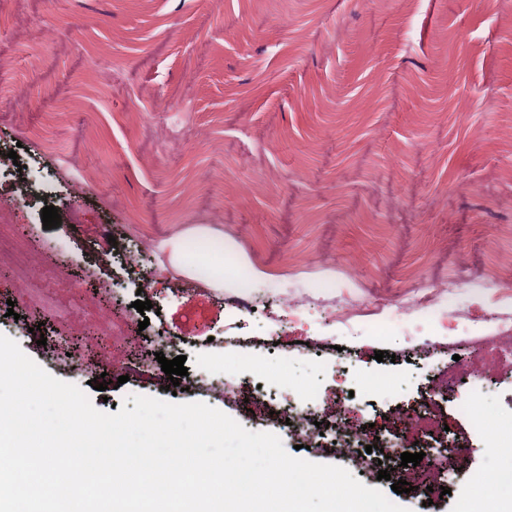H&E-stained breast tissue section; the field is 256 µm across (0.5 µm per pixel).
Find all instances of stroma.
Returning a JSON list of instances; mask_svg holds the SVG:
<instances>
[{
  "mask_svg": "<svg viewBox=\"0 0 512 512\" xmlns=\"http://www.w3.org/2000/svg\"><path fill=\"white\" fill-rule=\"evenodd\" d=\"M1 224L57 308L1 263L0 334L96 409L204 402L334 464L277 411L303 392L326 418L348 390L351 424L463 446L449 475L350 466L360 482L407 512L512 506L497 439L512 345L495 320L512 296V0H0ZM198 233L242 273L218 285L173 262ZM157 351L191 379L226 376L238 400L169 392ZM444 380L457 394L421 410Z\"/></svg>",
  "mask_w": 512,
  "mask_h": 512,
  "instance_id": "stroma-1",
  "label": "stroma"
}]
</instances>
